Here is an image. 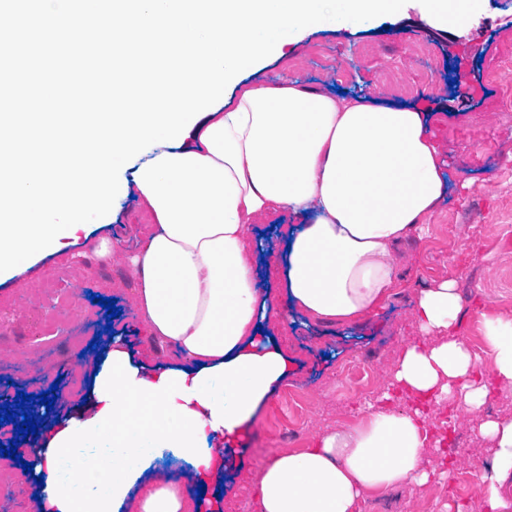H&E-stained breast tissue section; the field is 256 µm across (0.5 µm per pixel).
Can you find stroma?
<instances>
[{"instance_id": "stroma-1", "label": "stroma", "mask_w": 512, "mask_h": 512, "mask_svg": "<svg viewBox=\"0 0 512 512\" xmlns=\"http://www.w3.org/2000/svg\"><path fill=\"white\" fill-rule=\"evenodd\" d=\"M424 47L419 60L402 56L401 46ZM512 58V0H482L481 10L463 31L431 28L422 18L419 0H405L399 16L384 17L359 29L336 27L303 34L288 44L283 56L261 59L249 79L285 83L299 80L318 89L342 87L347 95L377 92L388 104L417 105L428 113L429 129L448 163L449 190L430 219L426 233L398 247L400 283L387 305L349 326L315 323L296 310L287 319L265 318L259 336L280 349L290 370L274 383L261 403L246 441H233L222 480L208 485L209 497H221L223 512H259L254 485L259 471L276 453L308 447L314 435L347 423L367 404L382 396L383 373L396 354L418 336L414 297L419 289L455 276L463 311L458 332L479 345L476 312L486 305L512 311V114L499 107L501 64ZM392 70L421 69L423 83L414 91L398 90L383 78ZM459 74H452V67ZM136 200L116 196L99 224L74 236L24 266L21 273L0 277V323L12 324L27 353L44 354L58 364L62 380L54 410L79 415L86 410L89 366L97 353L89 344L107 326L106 311L91 294L116 300L121 315L117 328H128L134 361L150 366H177L174 344H157L147 335L135 304L136 282L127 262L97 258L101 240L132 247L141 224ZM303 225L282 211L265 224H250L246 235L261 259L256 286L261 296L283 309L288 269L286 246ZM285 309V308H284ZM373 364L365 391H353L336 376L350 359ZM307 398L301 415L288 421L279 410L289 390ZM464 436L468 447L456 453L451 444ZM435 462L459 461L444 485L426 490H395L384 496L393 512H475L472 490L464 489L473 467L490 462L467 420L441 435ZM18 459L0 457V469L14 475L0 488V512H37L33 494L22 477Z\"/></svg>"}]
</instances>
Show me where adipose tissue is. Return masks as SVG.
I'll use <instances>...</instances> for the list:
<instances>
[{"label":"adipose tissue","instance_id":"ef3b65f1","mask_svg":"<svg viewBox=\"0 0 512 512\" xmlns=\"http://www.w3.org/2000/svg\"><path fill=\"white\" fill-rule=\"evenodd\" d=\"M402 0H125L136 30L166 25L175 42L147 112H89L51 134L63 172L32 178L0 156V204L21 220L0 233V271L79 230L125 187L113 177L132 154L148 229L130 259L136 306L149 336L174 342L183 364L134 363L114 340L92 378L90 408L51 425L31 449L41 476L39 512H219L184 485L142 483L165 453L207 482L224 467V443L249 424L287 359L255 335L262 300L246 225L281 210L308 216L288 253L286 293L309 319L348 325L382 308L397 285L396 248L423 229L446 193L447 164L417 106L376 93L340 96L298 81L246 84L243 74L290 37L327 25L358 26ZM433 27L465 28L481 0H424ZM201 46L191 53L182 34ZM234 88L231 108L218 106ZM417 339L399 353L389 393L306 448L260 470V512H362L372 495L443 482L432 458L429 413L464 416L491 454L476 474L480 512H512V411L486 416L512 394V312L477 313L479 347L459 336L456 279L420 290ZM416 406H393L394 393Z\"/></svg>","mask_w":512,"mask_h":512}]
</instances>
